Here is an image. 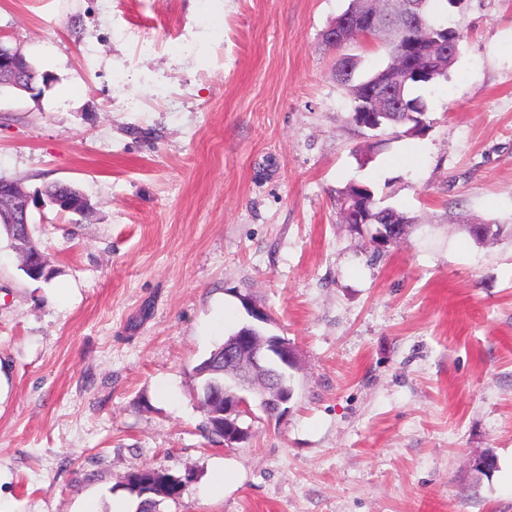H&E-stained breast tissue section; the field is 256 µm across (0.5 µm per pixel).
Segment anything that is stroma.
<instances>
[{
    "label": "stroma",
    "instance_id": "1",
    "mask_svg": "<svg viewBox=\"0 0 512 512\" xmlns=\"http://www.w3.org/2000/svg\"><path fill=\"white\" fill-rule=\"evenodd\" d=\"M348 4L0 0L53 77L0 95V177L94 206L33 208L51 280L0 238V512H135L146 468L193 476L159 512H512V0L441 15L464 38L430 128L379 143L322 42ZM351 182L411 219L381 254L341 221ZM250 303L294 392L227 448L193 369Z\"/></svg>",
    "mask_w": 512,
    "mask_h": 512
}]
</instances>
